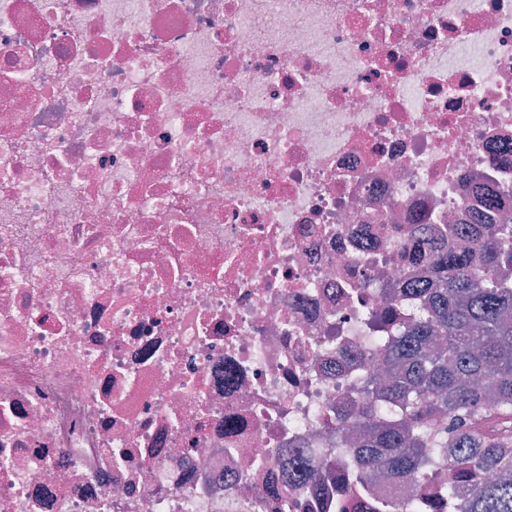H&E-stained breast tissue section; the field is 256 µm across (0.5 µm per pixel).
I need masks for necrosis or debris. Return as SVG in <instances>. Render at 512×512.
Returning a JSON list of instances; mask_svg holds the SVG:
<instances>
[{"label": "necrosis or debris", "mask_w": 512, "mask_h": 512, "mask_svg": "<svg viewBox=\"0 0 512 512\" xmlns=\"http://www.w3.org/2000/svg\"><path fill=\"white\" fill-rule=\"evenodd\" d=\"M472 179L512 0H0V512H332L271 479Z\"/></svg>", "instance_id": "1"}]
</instances>
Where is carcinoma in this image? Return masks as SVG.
<instances>
[{"instance_id": "obj_1", "label": "carcinoma", "mask_w": 512, "mask_h": 512, "mask_svg": "<svg viewBox=\"0 0 512 512\" xmlns=\"http://www.w3.org/2000/svg\"><path fill=\"white\" fill-rule=\"evenodd\" d=\"M463 191L469 222L448 227L460 245L429 257L434 284L402 289L426 304L423 315L397 331L391 313L372 316L379 331L372 340L394 373L382 391L337 412V425L363 432L334 483L338 494L363 492L378 467L409 485L444 464L448 483L438 495L454 512H512V280L504 276L512 268V223L501 220L512 200L498 188L465 184ZM423 249L412 235L402 246L411 261ZM313 472L299 452L283 477L328 494ZM487 473L498 479L485 481Z\"/></svg>"}]
</instances>
